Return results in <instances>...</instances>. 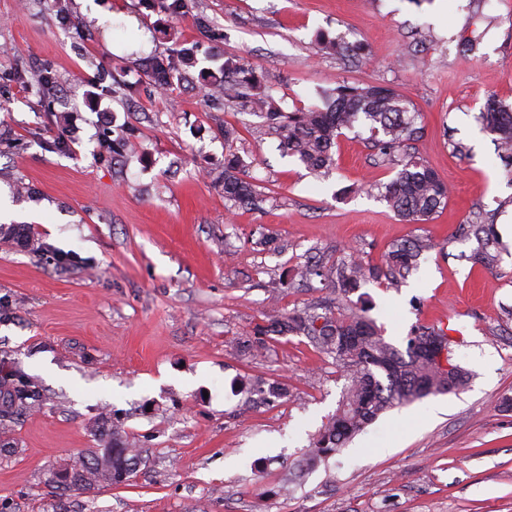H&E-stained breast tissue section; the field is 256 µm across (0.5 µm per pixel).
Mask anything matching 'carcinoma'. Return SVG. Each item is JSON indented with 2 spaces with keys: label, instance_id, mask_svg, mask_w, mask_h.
<instances>
[{
  "label": "carcinoma",
  "instance_id": "carcinoma-1",
  "mask_svg": "<svg viewBox=\"0 0 512 512\" xmlns=\"http://www.w3.org/2000/svg\"><path fill=\"white\" fill-rule=\"evenodd\" d=\"M150 10L174 21L188 13V0H145ZM174 47L169 53L153 56L142 64L144 75L161 93L171 91L198 70L201 86L207 96L220 97L265 119L266 133L279 141L282 152L295 156L309 170L320 175L329 173L336 160L333 147L343 131L364 120L370 132L371 146L379 153L399 154V170L385 187L384 199L403 221H428L448 199V187L438 175L416 156L406 152L416 140L420 129L409 117L408 101L394 89L366 83L342 82L325 93V107L311 106L287 112L265 85L257 69L241 62L231 53L211 46L207 50L193 43H184L174 27L162 30ZM480 119L483 130L494 136L504 158L512 160V104L497 97H487ZM224 137V171L221 183L224 201L229 208L263 209L269 196L257 189L248 175V164L235 152L233 143L238 132L232 126L221 130ZM129 130L112 140V153L133 151L136 143ZM474 234L482 239V251L476 261L491 269L498 260L499 242L490 224L472 225ZM0 240L27 247L32 242L31 227L25 224H0ZM432 245L410 239L393 245L385 258V268L371 269L350 256L331 268L305 264L297 274L309 279L316 276L326 287L344 295L371 280H383L387 288H399L411 272L420 265L424 252ZM361 307L348 315L307 311L283 314L276 310L266 315L265 323L256 325L255 336L304 335L311 338L326 355L333 358L342 376L348 380L336 413L319 431L310 455L314 458L334 454L354 435L372 424L383 412L411 404L431 395L456 393L466 386L469 372L454 365L452 376L443 372L424 353V345L432 337L447 339L443 331L416 325L408 336L406 349L401 351L389 343L381 327ZM353 334L357 342L348 347L340 337ZM44 393L38 381L15 364L0 376V429L43 405ZM94 434L112 439V461L99 468L93 451L71 461L76 474L73 484L62 491H90L117 486L123 476L135 472L137 448L127 440L122 423L103 412L95 420Z\"/></svg>",
  "mask_w": 512,
  "mask_h": 512
}]
</instances>
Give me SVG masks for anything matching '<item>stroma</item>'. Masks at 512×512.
Here are the masks:
<instances>
[{"instance_id": "stroma-1", "label": "stroma", "mask_w": 512, "mask_h": 512, "mask_svg": "<svg viewBox=\"0 0 512 512\" xmlns=\"http://www.w3.org/2000/svg\"><path fill=\"white\" fill-rule=\"evenodd\" d=\"M65 3L67 23L56 0H0V224L30 225L35 239L0 244V359L47 394L0 453V512H512V410L500 405L512 397V165L479 121L487 95L512 103V0H190L176 24L188 42L224 34L225 52L258 67L291 110L343 80L400 93L422 130L414 155L450 187L418 224L383 200L398 168L368 146L366 126L338 139L335 170L310 173L259 116L207 105L195 83L154 90L140 64L171 44L143 0ZM464 37L477 49L462 59ZM127 81L139 84L130 100L112 92ZM120 124L137 151L116 158L102 141ZM227 125L276 205L227 212L216 182ZM480 216L499 237L491 270L475 261ZM414 238L431 249L401 288L370 282L348 303L368 300L400 349L415 324L443 330L469 382L382 414L304 467L345 379L308 337L271 335L250 353L237 341L270 304L330 305L298 265L353 255L379 268ZM260 379L285 395L251 401ZM105 409L140 448L136 474L56 492L49 466L108 446L92 432Z\"/></svg>"}]
</instances>
